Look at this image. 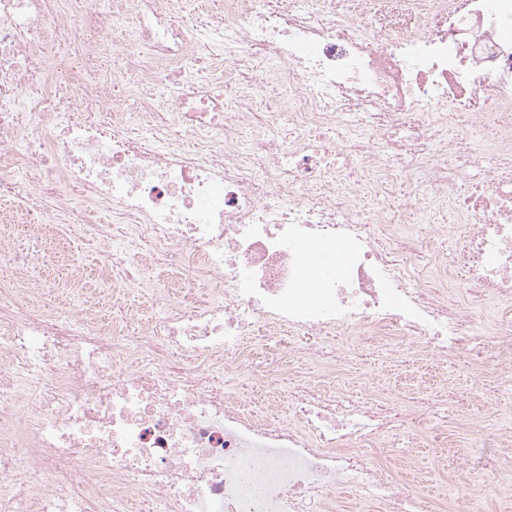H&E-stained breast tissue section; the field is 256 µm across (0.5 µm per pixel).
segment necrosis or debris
I'll use <instances>...</instances> for the list:
<instances>
[{
	"instance_id": "necrosis-or-debris-1",
	"label": "necrosis or debris",
	"mask_w": 512,
	"mask_h": 512,
	"mask_svg": "<svg viewBox=\"0 0 512 512\" xmlns=\"http://www.w3.org/2000/svg\"><path fill=\"white\" fill-rule=\"evenodd\" d=\"M0 204L116 293L98 317L69 270L70 309L34 304L0 244V512H338L345 485L431 512L369 455L427 403L366 391L345 347L512 360V0H0ZM440 208L454 272L402 231Z\"/></svg>"
}]
</instances>
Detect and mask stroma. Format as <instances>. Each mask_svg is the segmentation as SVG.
<instances>
[{"instance_id": "35a3bbf8", "label": "stroma", "mask_w": 512, "mask_h": 512, "mask_svg": "<svg viewBox=\"0 0 512 512\" xmlns=\"http://www.w3.org/2000/svg\"><path fill=\"white\" fill-rule=\"evenodd\" d=\"M351 367L368 387L390 398L400 394L429 401L414 431L391 436L379 461L411 488L435 501L439 512H512V443L499 439L512 428V366L442 365L437 376H406L381 357L352 356ZM505 486L501 496L464 498V484Z\"/></svg>"}]
</instances>
